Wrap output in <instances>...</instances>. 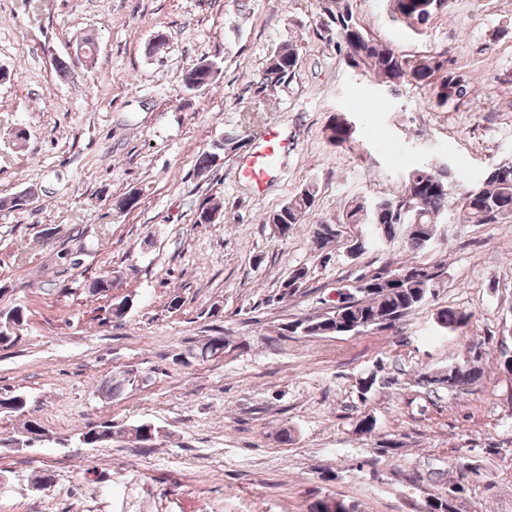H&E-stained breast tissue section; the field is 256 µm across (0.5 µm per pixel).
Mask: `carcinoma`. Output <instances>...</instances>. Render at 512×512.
<instances>
[{"label": "carcinoma", "mask_w": 512, "mask_h": 512, "mask_svg": "<svg viewBox=\"0 0 512 512\" xmlns=\"http://www.w3.org/2000/svg\"><path fill=\"white\" fill-rule=\"evenodd\" d=\"M392 13L418 24H425L448 7V0H390ZM323 11L326 19L312 27L313 34L329 44H335L343 53L346 66L352 70H368L386 86L411 84L431 86L436 104L443 107L448 102L466 95L461 79L452 75L440 83H434L436 72L442 64L433 57L423 56L414 61L397 53L394 49L372 37L357 21L349 3L345 0H325ZM300 63L299 51L293 44H284L270 55L266 68L258 80L253 82L254 93L265 94L293 78ZM218 78L214 63L201 60L196 69L182 77L185 90L197 92L208 88ZM328 140L341 146L351 140L353 127L342 115L332 117L328 127ZM230 140L213 143L210 149L198 154L195 170L212 168L213 158L224 157ZM455 176H441L430 166H419L408 171L396 193L368 204L357 196L347 202L343 216L345 224L367 227L368 236L358 239V253L366 250V241L384 245L398 237L405 239L406 246L421 250L430 244L441 218L456 215L463 224H502L512 219V160L491 165L483 182L469 185L462 191L451 189ZM316 199V189L309 184L292 196L287 203L273 211L266 223L281 226L289 233L311 211ZM337 224L320 221L312 231L315 250L323 251L337 238ZM399 269L409 272L401 281L391 279L394 270L385 267L360 282L367 290L352 286L337 289L335 309L322 315L293 321L288 331L306 336H339L359 331L365 327L386 329L395 325L409 313L425 303L433 294L434 283L439 277L438 268L413 261L404 263ZM309 271L305 267L292 269L282 282L285 295L301 292L307 283ZM472 314L453 308L437 312L438 323L451 331L465 329ZM483 356L476 351L456 369L448 370L443 378L422 376L426 383H439L450 391H457L482 377ZM84 444L94 446L101 440L114 439L119 433L103 423L80 433ZM327 497L315 500L309 512H359V506L342 497H336V508L330 509Z\"/></svg>", "instance_id": "cac0c4a2"}]
</instances>
